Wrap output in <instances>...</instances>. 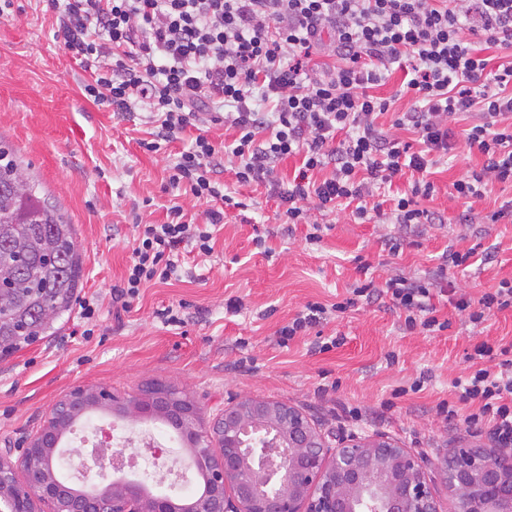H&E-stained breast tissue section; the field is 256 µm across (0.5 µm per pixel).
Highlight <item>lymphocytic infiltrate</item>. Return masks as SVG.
Segmentation results:
<instances>
[{"label":"lymphocytic infiltrate","instance_id":"f902f5d3","mask_svg":"<svg viewBox=\"0 0 512 512\" xmlns=\"http://www.w3.org/2000/svg\"><path fill=\"white\" fill-rule=\"evenodd\" d=\"M64 47L87 77L83 95L126 118L146 115L148 153L194 130L187 149L170 165L169 184L207 203L201 220L182 206L162 224H137L126 273L112 288V303L129 310L145 285L179 277L180 250L191 245L213 253L212 226L223 223L235 199L218 175L230 166L242 185L273 182L280 160L302 164L277 195L289 224L310 226L309 242L320 241L314 212L347 206L355 219L375 215L380 223L405 227L431 224L419 208L432 197L431 167L447 155L449 121L476 120L464 131L469 149L484 158L452 184L454 195L474 206L488 185L512 184V64L491 69L487 49L512 46V0H46ZM327 45L334 65L312 64L314 47ZM403 71L398 94L413 106L397 113L390 128L378 125L391 100L377 95L387 76ZM237 132L218 147L210 126ZM417 140L404 141L400 133ZM331 175L320 178L319 173ZM411 174L404 194L383 206L380 196L396 176ZM388 296L406 329H447L432 302L431 286L395 275L355 287L352 298L325 306L307 304L280 329L281 343L305 335L331 312L355 306L357 298ZM452 303L479 324L495 310L512 308V282L484 292L478 301L459 294ZM481 368L456 379L457 402L436 412L469 434L488 432L512 447V345L474 349ZM477 404L461 415L459 403Z\"/></svg>","mask_w":512,"mask_h":512}]
</instances>
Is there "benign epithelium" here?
<instances>
[{"label": "benign epithelium", "instance_id": "1", "mask_svg": "<svg viewBox=\"0 0 512 512\" xmlns=\"http://www.w3.org/2000/svg\"><path fill=\"white\" fill-rule=\"evenodd\" d=\"M75 409L175 424L202 490L177 503L135 477L121 450L97 460L95 484L62 476L51 462L70 454L61 444ZM502 459L476 442L428 459L385 434L333 441L282 401L244 397L205 424L194 399L171 386L120 397L105 386L76 385L19 460L0 452V512H41L42 502L51 512H443L431 470L457 512H512Z\"/></svg>", "mask_w": 512, "mask_h": 512}]
</instances>
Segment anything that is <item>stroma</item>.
Wrapping results in <instances>:
<instances>
[{
  "label": "stroma",
  "instance_id": "obj_1",
  "mask_svg": "<svg viewBox=\"0 0 512 512\" xmlns=\"http://www.w3.org/2000/svg\"><path fill=\"white\" fill-rule=\"evenodd\" d=\"M84 77L43 0H14L11 16L0 19V138L74 224L81 294L97 295L101 309L90 339L74 335L73 315L56 335L0 361V446L35 437L73 386L133 395L153 381L191 396L206 420L252 396L294 406L323 432L383 433L429 455L469 441L436 407L454 400L453 382L470 373L475 346L512 344L511 308L476 326L439 295L433 302L450 326L430 335L406 330L384 297L359 302L288 344L278 336L307 303L342 301L368 276L424 278L451 247L477 251L476 263L446 273L471 299L512 281V221L490 229L464 223L467 207L451 195L453 182L483 163L465 144L466 120L452 123L453 148L431 169L433 197L418 201L441 223L398 234L389 224L357 223L346 210L329 212L319 218L321 241L310 243L305 225L283 223L267 187L239 185L228 172L224 181L239 205L227 209L212 255L186 254L185 275L142 289L119 314L111 291L132 252L133 213L161 224L172 205L195 217L206 205L168 186L167 166L183 141L143 152L144 117L113 118L83 97ZM393 233L395 251L386 241ZM171 305L180 306L181 324L156 318ZM336 336L344 342L334 347ZM420 377L422 389L411 391Z\"/></svg>",
  "mask_w": 512,
  "mask_h": 512
}]
</instances>
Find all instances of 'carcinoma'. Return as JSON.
Wrapping results in <instances>:
<instances>
[{
    "label": "carcinoma",
    "mask_w": 512,
    "mask_h": 512,
    "mask_svg": "<svg viewBox=\"0 0 512 512\" xmlns=\"http://www.w3.org/2000/svg\"><path fill=\"white\" fill-rule=\"evenodd\" d=\"M82 288L74 225L0 139V359L55 335Z\"/></svg>",
    "instance_id": "1"
}]
</instances>
